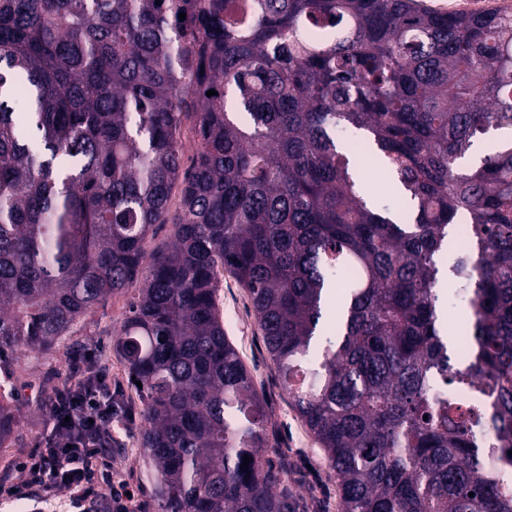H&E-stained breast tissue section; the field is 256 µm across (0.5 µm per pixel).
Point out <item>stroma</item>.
I'll return each instance as SVG.
<instances>
[{
  "label": "stroma",
  "mask_w": 512,
  "mask_h": 512,
  "mask_svg": "<svg viewBox=\"0 0 512 512\" xmlns=\"http://www.w3.org/2000/svg\"><path fill=\"white\" fill-rule=\"evenodd\" d=\"M133 293L110 299L61 337L48 353L23 348L0 355V378H8L14 388L12 403L19 423L10 447L0 448V512H27L42 502L37 489H26L24 496L10 495L11 486L20 484L23 475L18 462L50 432L49 415L43 407L46 393L61 388L70 374L72 358L86 352L95 354L93 365L103 370L110 383L123 391L131 422L112 425V446L107 452V480L99 491L108 494L110 484L123 480L139 492L141 512H161L153 493L149 473L143 462L141 431L142 407L132 387V379L112 349V338L128 311ZM225 328L238 349L257 391L265 399L268 426L278 440V456L288 464V486L305 505V512H340L336 477L325 453L292 406L270 359L246 288L232 276H225L221 287Z\"/></svg>",
  "instance_id": "obj_1"
}]
</instances>
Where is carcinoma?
<instances>
[{"label":"carcinoma","instance_id":"obj_1","mask_svg":"<svg viewBox=\"0 0 512 512\" xmlns=\"http://www.w3.org/2000/svg\"><path fill=\"white\" fill-rule=\"evenodd\" d=\"M504 130L512 13L0 0V352H50L138 289L112 349L142 384L162 512H300L224 330L227 270L341 512H512V480L484 466L512 467V141L461 166ZM176 187L174 241L150 251ZM445 272L471 312L463 369Z\"/></svg>","mask_w":512,"mask_h":512}]
</instances>
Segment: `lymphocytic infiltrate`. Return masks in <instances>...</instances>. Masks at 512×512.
<instances>
[{"label":"lymphocytic infiltrate","instance_id":"obj_1","mask_svg":"<svg viewBox=\"0 0 512 512\" xmlns=\"http://www.w3.org/2000/svg\"><path fill=\"white\" fill-rule=\"evenodd\" d=\"M88 361L85 355L73 359L72 377L52 408L48 439L19 463L28 486L48 495L70 491L77 510L98 491L96 461L113 422L129 417L113 400L105 375L86 372Z\"/></svg>","mask_w":512,"mask_h":512}]
</instances>
